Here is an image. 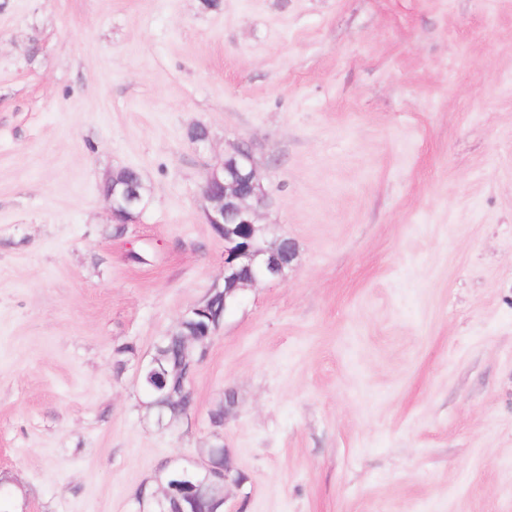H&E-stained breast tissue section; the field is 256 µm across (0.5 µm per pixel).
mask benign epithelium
<instances>
[{
    "label": "benign epithelium",
    "mask_w": 512,
    "mask_h": 512,
    "mask_svg": "<svg viewBox=\"0 0 512 512\" xmlns=\"http://www.w3.org/2000/svg\"><path fill=\"white\" fill-rule=\"evenodd\" d=\"M201 200L207 222L224 226V305L234 307L240 303L244 287L248 285L286 279L290 262L279 261L271 252L279 250L294 257L290 239L275 237L264 247L253 245L248 238L233 239L236 230L243 225L254 232L258 230L256 211L265 200L247 142H237L230 152L224 154L222 164L206 174L201 186ZM141 204L138 186L133 182L124 184L119 196L106 201L115 220L121 210L143 212ZM235 472L230 451L221 442L198 475L235 484Z\"/></svg>",
    "instance_id": "1"
}]
</instances>
